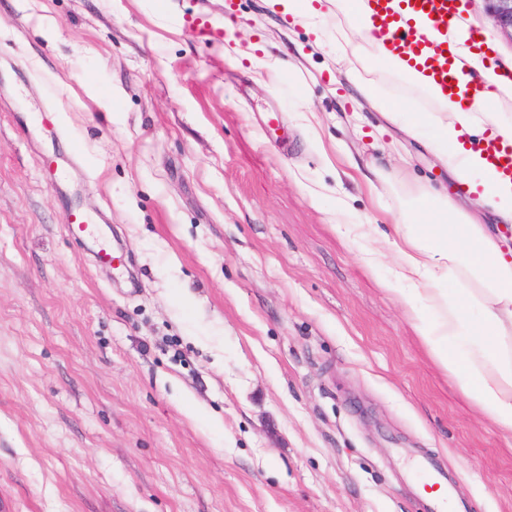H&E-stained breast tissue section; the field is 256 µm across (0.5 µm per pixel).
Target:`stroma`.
I'll return each instance as SVG.
<instances>
[{"mask_svg": "<svg viewBox=\"0 0 512 512\" xmlns=\"http://www.w3.org/2000/svg\"><path fill=\"white\" fill-rule=\"evenodd\" d=\"M228 3L233 52L184 27ZM416 182L469 201L269 0H0V512H512V437L346 231Z\"/></svg>", "mask_w": 512, "mask_h": 512, "instance_id": "stroma-1", "label": "stroma"}]
</instances>
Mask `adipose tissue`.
<instances>
[{
	"instance_id": "1",
	"label": "adipose tissue",
	"mask_w": 512,
	"mask_h": 512,
	"mask_svg": "<svg viewBox=\"0 0 512 512\" xmlns=\"http://www.w3.org/2000/svg\"><path fill=\"white\" fill-rule=\"evenodd\" d=\"M274 9L303 21L324 24L335 33L344 74L389 122L400 112L368 79L369 66L402 75L433 102L430 112L411 126L430 129L428 148L460 182L479 188L476 204L502 224L512 223V180L498 176L474 144L483 132L512 144V119L503 115L512 104V74L495 72L489 59L465 49L469 21L451 31L459 43L457 63L474 79L463 111L448 106L445 92L419 71L407 68L389 52L387 36L373 33L360 0H330L333 11H320L313 0H271ZM358 37H350L349 28ZM411 202L420 222L392 241L396 294L407 305L413 325L436 361L481 414L512 434V249L493 226L480 223L432 186L413 191Z\"/></svg>"
}]
</instances>
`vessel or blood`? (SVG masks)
I'll use <instances>...</instances> for the list:
<instances>
[{
    "label": "vessel or blood",
    "mask_w": 512,
    "mask_h": 512,
    "mask_svg": "<svg viewBox=\"0 0 512 512\" xmlns=\"http://www.w3.org/2000/svg\"><path fill=\"white\" fill-rule=\"evenodd\" d=\"M365 11L375 30L388 32L394 51L407 64L427 71L429 77L446 89L449 106L465 108L470 82L448 54L447 43L427 44L414 25L415 17L430 19L435 25L450 26L461 19L465 0H363ZM186 26L206 32L210 41L222 42L221 24L211 17L193 15L185 18ZM483 149L489 163L502 175L512 178V145L486 137Z\"/></svg>",
    "instance_id": "1"
}]
</instances>
